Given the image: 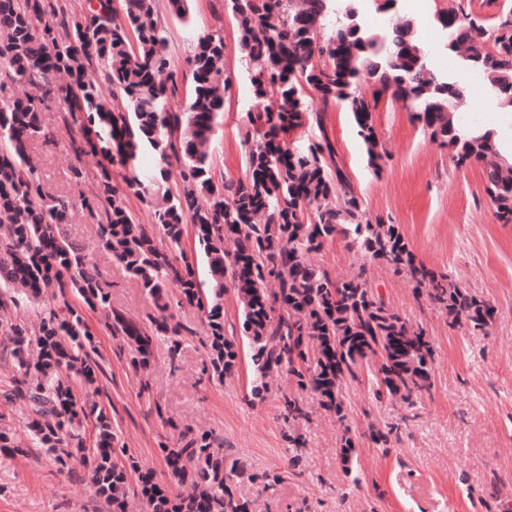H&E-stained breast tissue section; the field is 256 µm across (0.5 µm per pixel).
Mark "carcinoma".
I'll use <instances>...</instances> for the list:
<instances>
[{
	"label": "carcinoma",
	"mask_w": 512,
	"mask_h": 512,
	"mask_svg": "<svg viewBox=\"0 0 512 512\" xmlns=\"http://www.w3.org/2000/svg\"><path fill=\"white\" fill-rule=\"evenodd\" d=\"M168 2L171 16L189 26L192 0ZM364 2L224 0L245 60L254 65L251 85L259 101L245 136V178L234 182L211 174L213 132L228 90L222 30L197 37L182 96L169 54L171 32L155 0H120L118 10L112 0H99L70 19L58 16L53 0H0V73L38 90L0 97V344L12 358L10 383L28 406L26 438L1 427L0 449L19 452L28 441L52 449L63 469L81 463L108 512H131L133 496L144 512H170L166 498L131 492L127 468H137L136 461L125 466L115 459L118 434L94 399L101 366L81 311L67 303L42 307L30 324L8 316L9 305L37 304L55 290L70 288L99 311L111 335L130 342L131 365L146 372L155 338L165 337L173 353L180 346V326L165 316L166 288L176 286L181 301L204 314L211 368L222 379L238 360L235 337L224 333V291L232 286L250 340L254 394L272 392L283 377L291 383L275 392L288 420L293 463L306 448L297 424L310 420L299 392L311 391L319 407L342 422L344 387L370 363L378 396L412 404L432 387L434 350L424 329L387 307L363 275L334 279L312 263L310 256L328 242L339 239L361 258L405 274L451 323L486 330L493 306L417 264L399 226L371 218L344 172L329 166L330 145L291 150L275 142L310 111L312 91L323 109L336 106L352 115L367 166L378 175L389 154L372 112L386 96L448 148L457 165H479L497 219L512 224V156L501 154L494 130L461 123L468 88L429 67L410 19L395 15L381 32L362 26ZM437 21L447 32L444 48L512 109V5L493 16L461 6ZM56 100L66 106L63 124L79 127L82 151L100 153L122 169L117 184L103 170L83 204L105 209L100 247L160 312L144 330L112 310L111 292L63 233L75 203L43 189L30 149L55 139L46 110ZM146 148L167 165L148 182L139 169ZM174 169L171 189L166 184ZM131 194L160 195L153 224L166 246L127 208ZM187 224L206 259L205 281L188 261H174L183 252ZM73 375L93 394L77 398ZM88 420L95 428L92 448L81 435ZM355 448L346 427L339 456L347 474ZM163 449L177 512H258L257 501L233 489L241 470L227 464L208 431L190 428L178 447Z\"/></svg>",
	"instance_id": "carcinoma-1"
}]
</instances>
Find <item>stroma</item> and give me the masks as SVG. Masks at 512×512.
<instances>
[{
    "label": "stroma",
    "mask_w": 512,
    "mask_h": 512,
    "mask_svg": "<svg viewBox=\"0 0 512 512\" xmlns=\"http://www.w3.org/2000/svg\"><path fill=\"white\" fill-rule=\"evenodd\" d=\"M465 4L484 15L496 14L490 0H423L422 11L402 9L416 20V36L433 68L471 86L465 110L472 115L503 114L497 128L500 145L512 144V112H503L498 97L482 80L463 69L456 54L426 44V28L436 15ZM224 26V70L231 93L213 137V170L228 179L244 175L243 135L256 110L248 67L240 53L231 19L220 0H194L191 27L171 22V60L178 71L197 36L216 24ZM298 126L281 136L291 149L329 141L334 159L363 198L370 216L398 224L417 262L444 273L490 302L495 317L487 331L450 324L445 313L418 299L411 282L392 269L362 262L342 241L327 243L315 264L332 277L364 275L386 305L421 325L434 348L429 394L406 405L374 396L369 370L345 389V422L317 407L311 393L302 398L313 416L303 427L308 451L291 465L287 429L274 394L252 393L248 341L233 289L224 292V329L236 335L239 365L217 381L205 347L203 314L180 303V292L168 291V309L181 327V346L170 354L166 342L154 345L147 375L129 363L130 347L111 335L95 313L86 319L96 334V358L103 372L98 399L110 412L126 457L150 465L166 479L162 445L176 444L187 428L210 430L214 447L223 449L243 470L234 481L238 495L257 500L261 512H291L307 504L310 512H504L512 503V224L500 223L485 192L478 165L457 166L448 148L433 143L413 124L400 104L380 100L373 114L376 133L390 158L380 174L364 160L362 140L350 114L338 108L320 112L318 97ZM78 127L61 128L58 142L39 145L34 157L45 190L79 199L97 188L107 161L102 156H75L70 142ZM87 178L78 182L72 167ZM102 212L75 207L64 226L69 238L95 264L112 293V306L137 324L147 325L155 308L140 285L99 247ZM394 424L400 439L383 448L368 438L369 425ZM356 435L359 483L345 477L339 459L343 429ZM282 473L274 488H265L261 473ZM0 512H104L79 464L59 471L50 449L0 450Z\"/></svg>",
    "instance_id": "35a3bbf8"
}]
</instances>
